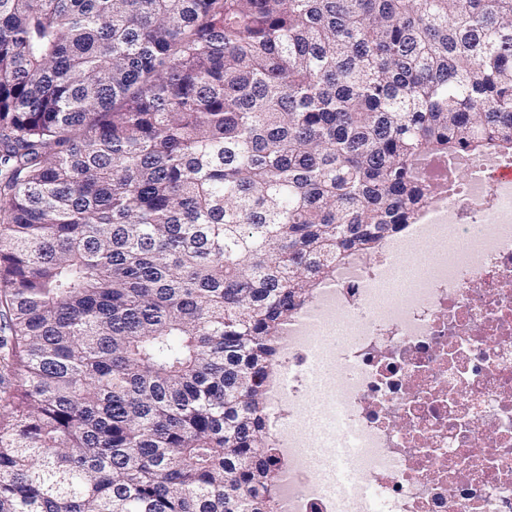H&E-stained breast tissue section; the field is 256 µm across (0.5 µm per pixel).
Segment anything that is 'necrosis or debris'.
<instances>
[{"instance_id":"obj_1","label":"necrosis or debris","mask_w":512,"mask_h":512,"mask_svg":"<svg viewBox=\"0 0 512 512\" xmlns=\"http://www.w3.org/2000/svg\"><path fill=\"white\" fill-rule=\"evenodd\" d=\"M427 172L444 191L422 218L339 265L276 343L277 512H512V156Z\"/></svg>"}]
</instances>
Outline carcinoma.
Segmentation results:
<instances>
[{
	"label": "carcinoma",
	"mask_w": 512,
	"mask_h": 512,
	"mask_svg": "<svg viewBox=\"0 0 512 512\" xmlns=\"http://www.w3.org/2000/svg\"><path fill=\"white\" fill-rule=\"evenodd\" d=\"M512 152V0H0V512H275L296 306Z\"/></svg>",
	"instance_id": "cac0c4a2"
}]
</instances>
